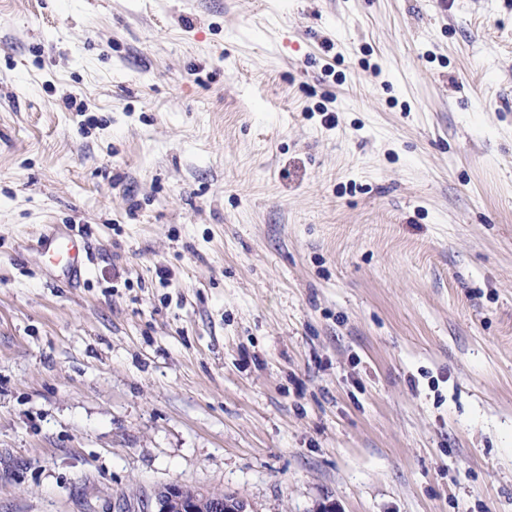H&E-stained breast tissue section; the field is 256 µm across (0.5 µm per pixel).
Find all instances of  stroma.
<instances>
[{
	"instance_id": "1",
	"label": "stroma",
	"mask_w": 512,
	"mask_h": 512,
	"mask_svg": "<svg viewBox=\"0 0 512 512\" xmlns=\"http://www.w3.org/2000/svg\"><path fill=\"white\" fill-rule=\"evenodd\" d=\"M175 484L512 512V0H0V512ZM39 246L51 262L60 266L70 278L74 279L86 271V243L69 231L55 229L40 238Z\"/></svg>"
}]
</instances>
